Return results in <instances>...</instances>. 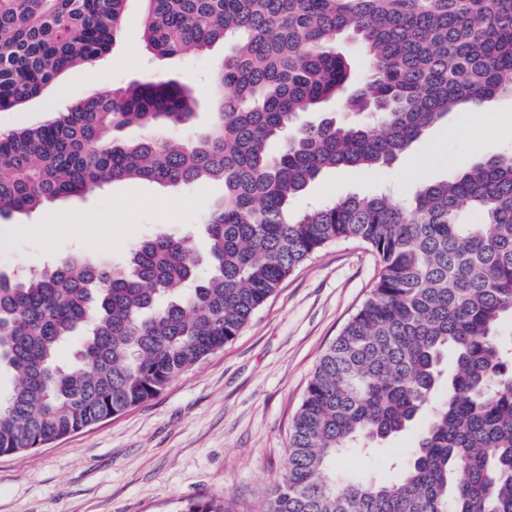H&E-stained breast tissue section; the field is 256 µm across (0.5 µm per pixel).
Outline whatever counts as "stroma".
I'll return each mask as SVG.
<instances>
[{
	"instance_id": "stroma-1",
	"label": "stroma",
	"mask_w": 512,
	"mask_h": 512,
	"mask_svg": "<svg viewBox=\"0 0 512 512\" xmlns=\"http://www.w3.org/2000/svg\"><path fill=\"white\" fill-rule=\"evenodd\" d=\"M141 0L110 53L71 71L23 111L0 112V130L43 120L91 90L178 77L198 105L183 136L201 134L220 94L210 76L233 49L166 59L149 51L139 22ZM512 148V99L432 126L395 164L377 175L329 170L291 204L300 214L348 193L390 188L404 198L416 180L446 179L461 164ZM224 196L218 182L189 190L124 181L58 200L0 221V272L41 269L78 253L122 260L148 232L173 228L206 252L201 217ZM379 259L355 239L326 245L296 268L224 348L173 380L158 396L111 418L22 454H0V512H178L189 499L225 502L231 512H265L269 487L285 469L289 430L315 368L368 297ZM414 443L406 431L364 452L339 455L341 476L389 473Z\"/></svg>"
}]
</instances>
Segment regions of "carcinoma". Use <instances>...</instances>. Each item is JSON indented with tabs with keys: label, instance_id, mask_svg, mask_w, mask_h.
<instances>
[{
	"label": "carcinoma",
	"instance_id": "obj_1",
	"mask_svg": "<svg viewBox=\"0 0 512 512\" xmlns=\"http://www.w3.org/2000/svg\"><path fill=\"white\" fill-rule=\"evenodd\" d=\"M128 0H0V111L19 110L72 68L107 55ZM148 49L165 58L226 39L210 130L188 123L178 80L132 82L0 133V218L126 180L181 189L220 181L203 216L207 254L176 232L121 263L66 256L0 274V453L20 454L160 394L232 341L281 281L342 238L380 272L321 357L292 421L266 512H512V151L448 179L347 194L296 215L328 169L390 167L450 113L512 97V0H142ZM364 51L354 74L336 36ZM353 119L302 120L342 96ZM136 125L129 142L113 131ZM476 214L480 223L469 217ZM77 342L64 365L61 349ZM454 361L439 398L442 366ZM418 426L391 476L336 477L345 449ZM181 512H228L190 500Z\"/></svg>",
	"mask_w": 512,
	"mask_h": 512
}]
</instances>
